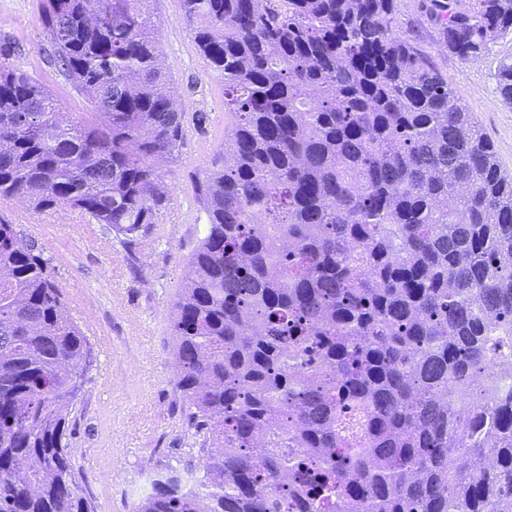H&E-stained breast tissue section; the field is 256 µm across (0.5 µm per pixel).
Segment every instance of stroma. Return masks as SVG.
<instances>
[{"label": "stroma", "instance_id": "obj_1", "mask_svg": "<svg viewBox=\"0 0 512 512\" xmlns=\"http://www.w3.org/2000/svg\"><path fill=\"white\" fill-rule=\"evenodd\" d=\"M147 7L189 132L177 160L157 164L168 203L155 234L140 244L141 273L129 268L113 234L80 212L38 214L20 201L0 200V217L33 235L53 257L63 292L83 291L82 305L70 313L93 347L94 363L71 412L70 447L81 492L96 512H135L154 472L199 463L176 390L169 311L206 222L195 182L224 155V80L199 51L196 23L179 0H148ZM39 12L40 0H0V45H8L11 63L40 79L67 111L84 115L92 105L51 65ZM395 26L431 55L511 174L512 107L498 96L493 72L512 43L475 62L460 60L440 43L421 0H396Z\"/></svg>", "mask_w": 512, "mask_h": 512}]
</instances>
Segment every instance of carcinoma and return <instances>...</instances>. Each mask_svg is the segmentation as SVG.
Segmentation results:
<instances>
[{
  "instance_id": "1",
  "label": "carcinoma",
  "mask_w": 512,
  "mask_h": 512,
  "mask_svg": "<svg viewBox=\"0 0 512 512\" xmlns=\"http://www.w3.org/2000/svg\"><path fill=\"white\" fill-rule=\"evenodd\" d=\"M146 2L42 0L84 117L0 49V199L79 211L133 268L167 201L156 161L186 136ZM179 2L224 77L223 163L170 317L204 476L154 473L137 512H512V380L470 386L512 359L493 145L395 0ZM424 5L462 61L512 37V0ZM494 79L512 107V53ZM92 363L51 259L0 218V512H95L68 444Z\"/></svg>"
}]
</instances>
